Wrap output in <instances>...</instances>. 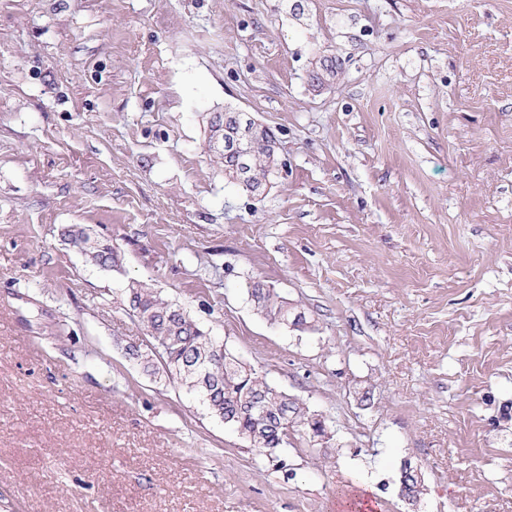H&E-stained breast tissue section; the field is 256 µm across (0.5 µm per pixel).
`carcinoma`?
Returning <instances> with one entry per match:
<instances>
[{"label": "carcinoma", "mask_w": 512, "mask_h": 512, "mask_svg": "<svg viewBox=\"0 0 512 512\" xmlns=\"http://www.w3.org/2000/svg\"><path fill=\"white\" fill-rule=\"evenodd\" d=\"M211 132L221 142L218 154L224 160V178L231 184L256 193L282 167L271 133L242 112L216 117ZM64 240L95 265L110 267L117 262L112 246L93 243L82 228L68 229ZM247 292L267 317L288 323V302L276 292L258 281ZM123 295L148 332L147 351L133 348L132 358L147 368L159 360L167 376L200 397L213 417L229 421L250 447L271 458L292 431L309 437L316 430L326 432V424L317 422L304 404L288 401L264 376L227 353L188 310L137 281L129 282Z\"/></svg>", "instance_id": "obj_1"}]
</instances>
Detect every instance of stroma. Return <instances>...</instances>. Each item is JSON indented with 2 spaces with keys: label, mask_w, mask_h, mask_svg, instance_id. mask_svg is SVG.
Instances as JSON below:
<instances>
[{
  "label": "stroma",
  "mask_w": 512,
  "mask_h": 512,
  "mask_svg": "<svg viewBox=\"0 0 512 512\" xmlns=\"http://www.w3.org/2000/svg\"><path fill=\"white\" fill-rule=\"evenodd\" d=\"M227 112L276 138L262 196L209 148ZM130 281L325 419L291 477L130 358ZM365 484L512 512V0H0V512H342ZM64 240L95 265L112 268V264L117 262L118 255L112 246L99 241L94 244L83 228L71 227L64 233ZM247 292L258 309L267 317L276 322L288 324L291 317V311L288 309V303L270 288H264L259 281L249 284Z\"/></svg>",
  "instance_id": "obj_1"
}]
</instances>
